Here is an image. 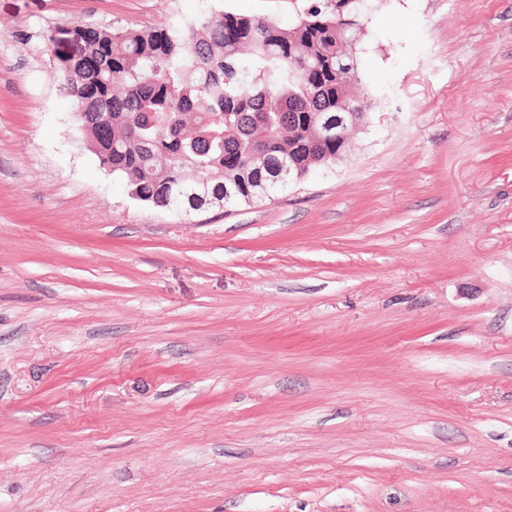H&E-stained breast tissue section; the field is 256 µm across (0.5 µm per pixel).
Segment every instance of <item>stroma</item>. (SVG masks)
Returning a JSON list of instances; mask_svg holds the SVG:
<instances>
[{"mask_svg": "<svg viewBox=\"0 0 512 512\" xmlns=\"http://www.w3.org/2000/svg\"><path fill=\"white\" fill-rule=\"evenodd\" d=\"M307 0H0V512H512V0H373L368 123L190 216L56 41Z\"/></svg>", "mask_w": 512, "mask_h": 512, "instance_id": "35a3bbf8", "label": "stroma"}]
</instances>
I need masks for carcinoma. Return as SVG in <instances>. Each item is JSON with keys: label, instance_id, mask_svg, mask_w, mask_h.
Here are the masks:
<instances>
[{"label": "carcinoma", "instance_id": "cac0c4a2", "mask_svg": "<svg viewBox=\"0 0 512 512\" xmlns=\"http://www.w3.org/2000/svg\"><path fill=\"white\" fill-rule=\"evenodd\" d=\"M336 28L330 0L283 27L230 11L183 27L99 30L78 59L57 56L60 88L100 165L142 204L178 214L251 205L288 186L255 183L294 151L305 178L345 151L319 143L324 119L359 105L355 37L363 15Z\"/></svg>", "mask_w": 512, "mask_h": 512}]
</instances>
